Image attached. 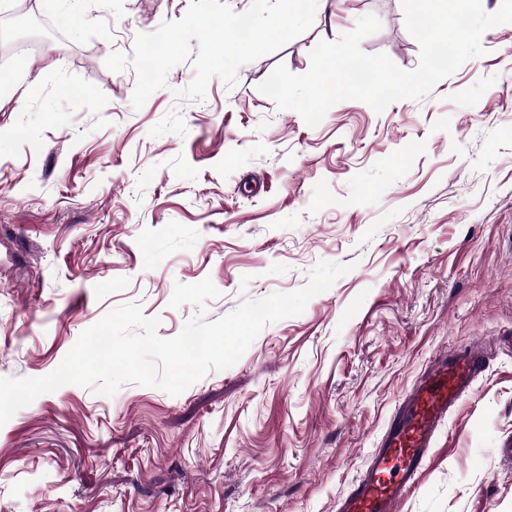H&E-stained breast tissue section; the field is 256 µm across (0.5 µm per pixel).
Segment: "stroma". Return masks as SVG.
Here are the masks:
<instances>
[{
  "label": "stroma",
  "instance_id": "obj_1",
  "mask_svg": "<svg viewBox=\"0 0 512 512\" xmlns=\"http://www.w3.org/2000/svg\"><path fill=\"white\" fill-rule=\"evenodd\" d=\"M189 0H32L38 25L0 98V377H42L136 303L177 336L354 263L242 358L177 396L68 384L0 426V512H336L402 394L439 352L491 348L401 512H512V23L420 100L333 105L308 126L258 89L309 71L372 14L364 53L419 64L402 0H319L312 27L180 100L133 108L138 34ZM211 279L203 305L175 284Z\"/></svg>",
  "mask_w": 512,
  "mask_h": 512
}]
</instances>
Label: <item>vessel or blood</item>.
Wrapping results in <instances>:
<instances>
[{"label": "vessel or blood", "instance_id": "vessel-or-blood-1", "mask_svg": "<svg viewBox=\"0 0 512 512\" xmlns=\"http://www.w3.org/2000/svg\"><path fill=\"white\" fill-rule=\"evenodd\" d=\"M487 365L480 344L438 353L400 400L338 512H400L449 413L470 396Z\"/></svg>", "mask_w": 512, "mask_h": 512}]
</instances>
